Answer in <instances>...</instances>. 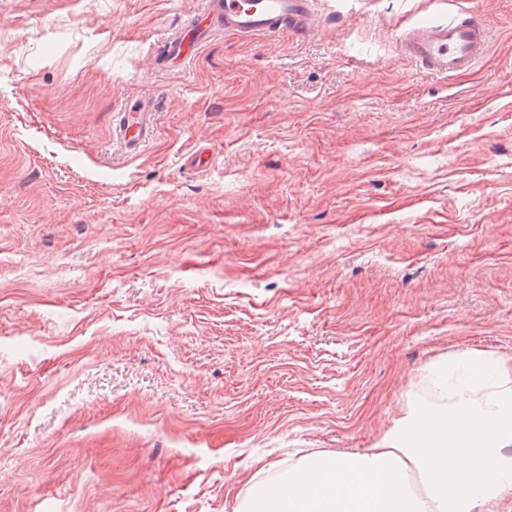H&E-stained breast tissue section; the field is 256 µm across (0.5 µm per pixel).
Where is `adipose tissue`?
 <instances>
[{"instance_id": "1", "label": "adipose tissue", "mask_w": 512, "mask_h": 512, "mask_svg": "<svg viewBox=\"0 0 512 512\" xmlns=\"http://www.w3.org/2000/svg\"><path fill=\"white\" fill-rule=\"evenodd\" d=\"M468 366L470 377L452 381ZM421 402L364 453L313 456L246 512H503L512 494V359L480 352L433 370Z\"/></svg>"}]
</instances>
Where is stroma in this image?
Here are the masks:
<instances>
[{
	"mask_svg": "<svg viewBox=\"0 0 512 512\" xmlns=\"http://www.w3.org/2000/svg\"><path fill=\"white\" fill-rule=\"evenodd\" d=\"M200 3L0 0V512H243L434 363L512 358V0H473L490 50L446 80L396 43L442 0L165 69ZM155 102L147 98L130 99L116 113L115 128L127 152L139 153L151 139L155 126Z\"/></svg>",
	"mask_w": 512,
	"mask_h": 512,
	"instance_id": "stroma-1",
	"label": "stroma"
}]
</instances>
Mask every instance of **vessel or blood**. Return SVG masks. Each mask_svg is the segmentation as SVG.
I'll return each instance as SVG.
<instances>
[{
	"mask_svg": "<svg viewBox=\"0 0 512 512\" xmlns=\"http://www.w3.org/2000/svg\"><path fill=\"white\" fill-rule=\"evenodd\" d=\"M318 0H205L203 11L168 38L160 56L169 66L185 64L216 33L240 38L281 35L305 39L317 27ZM403 56L424 74L448 78L471 70L485 57L490 38L482 16L458 8L407 28L399 38ZM155 126V102L128 100L115 118L127 152H141Z\"/></svg>",
	"mask_w": 512,
	"mask_h": 512,
	"instance_id": "b4317fda",
	"label": "vessel or blood"
}]
</instances>
